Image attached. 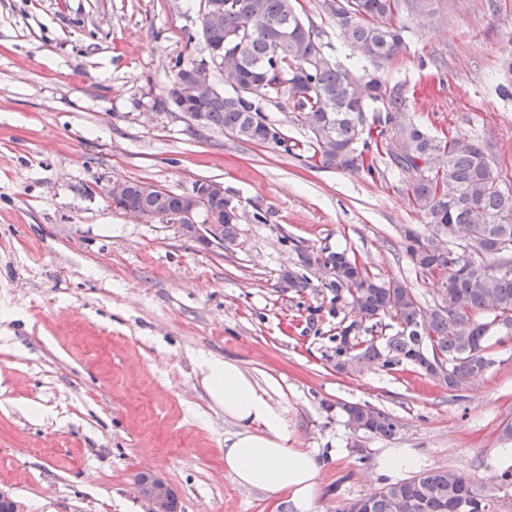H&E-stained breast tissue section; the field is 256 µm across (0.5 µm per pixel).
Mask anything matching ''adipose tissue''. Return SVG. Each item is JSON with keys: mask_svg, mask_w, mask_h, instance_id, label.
Here are the masks:
<instances>
[{"mask_svg": "<svg viewBox=\"0 0 512 512\" xmlns=\"http://www.w3.org/2000/svg\"><path fill=\"white\" fill-rule=\"evenodd\" d=\"M196 366L212 400L237 426L224 441V465L231 478L267 493L288 491L294 512H317L319 465L309 451L293 447L286 411L272 399L274 381L258 384L228 359L204 355Z\"/></svg>", "mask_w": 512, "mask_h": 512, "instance_id": "1", "label": "adipose tissue"}]
</instances>
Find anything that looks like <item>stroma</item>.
I'll return each instance as SVG.
<instances>
[{"mask_svg": "<svg viewBox=\"0 0 512 512\" xmlns=\"http://www.w3.org/2000/svg\"><path fill=\"white\" fill-rule=\"evenodd\" d=\"M337 64L368 63L319 0H296ZM205 0H0V488L20 512H150L135 478L152 471L181 512H288V492L238 485L224 469L236 430L205 390L199 356L274 378L294 445L319 464L317 512L378 492L394 448L420 466L498 484L512 447V326L492 324L491 361L460 394L418 369H336L352 315L317 272L297 292L303 249L348 251L404 282L427 309L435 279L402 252L427 219L378 156L375 174L322 171L280 147L187 121L166 102L177 63L200 61ZM382 73L401 110L435 132L491 147L512 190V0H432ZM113 179L183 193L217 181L237 238L204 250L183 229L112 208ZM370 404L399 434L355 433L340 406Z\"/></svg>", "mask_w": 512, "mask_h": 512, "instance_id": "stroma-1", "label": "stroma"}]
</instances>
